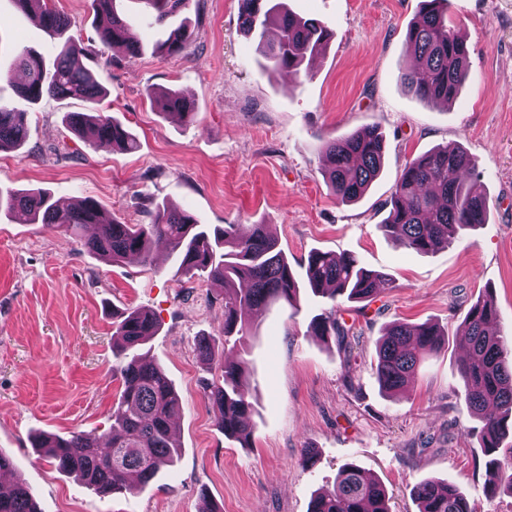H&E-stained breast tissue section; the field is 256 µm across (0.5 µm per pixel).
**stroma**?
<instances>
[{"label": "stroma", "instance_id": "1", "mask_svg": "<svg viewBox=\"0 0 512 512\" xmlns=\"http://www.w3.org/2000/svg\"><path fill=\"white\" fill-rule=\"evenodd\" d=\"M294 14L324 23L333 38L303 74L271 71L244 35L238 0H191L179 19L196 32L178 56L153 53L165 32L128 0L140 58L104 48L89 0H56L69 19L52 36L0 0V101L28 113L26 144L0 152V192L41 190L60 205L98 202L112 218L144 224L148 212L182 207L203 224H266L296 277L311 250L355 255L396 286L372 302H343L345 341L311 335L328 307L302 290L297 307L278 302L254 314L239 353L249 364L243 390L254 406L247 444L215 425L207 384L218 369L196 356L203 336H219L224 299L204 278L176 277L163 244L150 262L101 259L80 244L90 229L29 223L0 212V452L31 488L40 512H308L316 491L354 463L383 483L391 512H418L414 486L447 480L477 512H512V493L489 495L486 458L458 380L469 308L492 293L498 326L512 337V0H451L465 35L471 76L455 103L425 102L407 90L414 65L405 42L420 0H285ZM82 40L86 65L107 87L103 112L135 136L131 152L91 146L63 119L86 102L16 93L13 59L23 51L53 61L65 39ZM178 90L198 114L183 125L160 113L150 93ZM378 126L380 177L353 204L339 203L322 174L325 141ZM462 146L478 160L489 209L485 224L420 254L380 224L405 164L437 147ZM150 311L158 331L146 347L179 397L173 432L180 457L149 485L99 496L59 472L31 446L39 432L105 437L121 385L112 376V322ZM433 322L448 335L401 394L375 379V342L392 322ZM316 462L307 465L305 449Z\"/></svg>", "mask_w": 512, "mask_h": 512}]
</instances>
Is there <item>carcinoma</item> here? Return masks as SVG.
<instances>
[{
  "instance_id": "obj_1",
  "label": "carcinoma",
  "mask_w": 512,
  "mask_h": 512,
  "mask_svg": "<svg viewBox=\"0 0 512 512\" xmlns=\"http://www.w3.org/2000/svg\"><path fill=\"white\" fill-rule=\"evenodd\" d=\"M18 9L38 14L43 27L59 32L67 25L52 0H14ZM164 23L185 9L188 0H138ZM450 0H422L419 19L405 38L417 61L407 74V89L417 99L453 102L470 77L466 41L451 28ZM92 11L110 18L99 31L105 47L121 45L135 58L141 44L131 36L121 0H90ZM239 20L255 42L267 66L298 75L306 56L321 53L331 31L314 19L298 17L284 9L281 0H239ZM278 40L265 41L270 27ZM194 32L184 25L172 29L158 43L155 53L172 57L192 42ZM86 49L75 42L63 44L51 65L27 53L17 57L22 79L18 92L32 104L43 97L79 98L90 104L87 112H69L66 124L90 145L107 144L132 150L137 143L114 117L97 109L107 91L83 63ZM159 111L184 125L192 123L196 105L182 94L160 89L152 94ZM27 113L0 103V150L25 143ZM327 166L323 172L328 187L343 203L359 200L383 167L384 142L375 126H367L323 144ZM477 160L460 147H442L409 161L402 170L380 227L405 247L430 253L458 241L464 231L486 223L487 200L474 178ZM24 212L33 224L64 226L76 233L83 226H97L94 237L83 246L107 261L136 255L147 262L152 246L166 243L177 255V273L204 277L224 288V348L216 339L203 336L197 342L199 358L221 370L222 382L209 387L208 397L224 436L246 443L251 434L254 408L242 394L247 361L229 352L249 332L251 315L276 302L296 307L300 284L287 255L278 248L266 224L245 228L226 224L213 229L187 210L158 205L147 224H121L104 216L99 204L82 199L61 209L41 191L0 196V210ZM305 284L330 302V308L312 320L311 333L323 338L339 330L336 306L340 301H370L381 290L395 287L387 274L371 271L349 254L311 251L305 264ZM497 319L492 293L476 301L466 315L467 357L458 369L464 400L470 416L481 423L479 436L488 465L491 491L505 480L512 489V470L497 458L504 440L512 433V346L491 331ZM157 332L153 314L134 309L122 314L115 325L121 339L113 376L121 392L112 405V425L105 442L92 433L77 432L68 438L42 433L35 447L54 461L58 471L75 473L99 495L129 491L153 480L159 470L179 455L171 438L170 417L179 405L170 379L160 365L142 352L147 339ZM445 333L429 322L412 325L395 322L376 343L375 376L380 390L392 394L403 390L420 360L445 348ZM418 512H476L468 499L450 482L425 480L413 488ZM0 512H39L27 486L20 480L7 494H0ZM309 512H390L389 496L381 482L368 478L354 463L341 467L336 480L314 494Z\"/></svg>"
}]
</instances>
